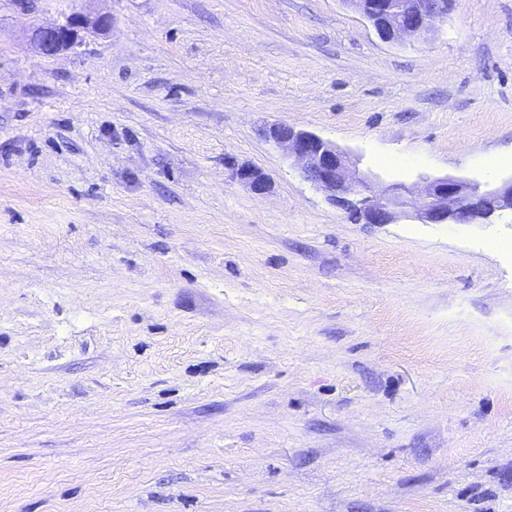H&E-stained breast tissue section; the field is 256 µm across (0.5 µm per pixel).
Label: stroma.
<instances>
[{"instance_id":"35a3bbf8","label":"stroma","mask_w":512,"mask_h":512,"mask_svg":"<svg viewBox=\"0 0 512 512\" xmlns=\"http://www.w3.org/2000/svg\"><path fill=\"white\" fill-rule=\"evenodd\" d=\"M278 122L495 187L512 0H0V512H512V215L354 223ZM452 0H343L386 41L424 37L436 17L448 13ZM399 2V6L396 3ZM110 27L111 18L108 15L91 17L82 12H75L65 24L33 27L30 31V43L44 55L71 54L81 46L82 33L102 34ZM232 177L249 185L256 194L264 193L269 186L268 178L259 169L249 166L233 167Z\"/></svg>"}]
</instances>
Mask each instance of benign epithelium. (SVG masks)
Returning <instances> with one entry per match:
<instances>
[{
	"instance_id": "benign-epithelium-1",
	"label": "benign epithelium",
	"mask_w": 512,
	"mask_h": 512,
	"mask_svg": "<svg viewBox=\"0 0 512 512\" xmlns=\"http://www.w3.org/2000/svg\"><path fill=\"white\" fill-rule=\"evenodd\" d=\"M362 15L386 41L424 37L433 30L436 17L448 13L451 0H342ZM111 27L107 15L72 14L64 24L35 26L30 43L44 55L71 54L82 44V33L102 34ZM267 137L283 147L288 158L300 165L303 177L321 190L327 200L365 224H394L406 216L402 183L389 186L382 195L369 194L367 176L352 170L346 153L320 136L275 123ZM232 177L249 185L256 194L269 186L266 175L249 166L232 169ZM419 204L412 218L423 224H490L505 211L512 212V178L492 190L456 177L425 178L418 189Z\"/></svg>"
}]
</instances>
